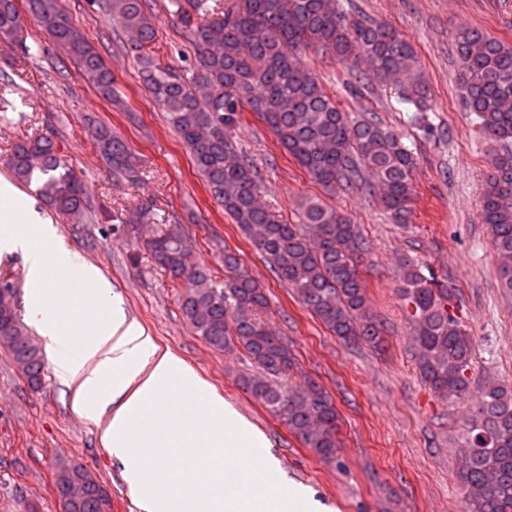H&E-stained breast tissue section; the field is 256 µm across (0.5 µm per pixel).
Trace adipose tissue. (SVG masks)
I'll return each mask as SVG.
<instances>
[{
  "label": "adipose tissue",
  "mask_w": 512,
  "mask_h": 512,
  "mask_svg": "<svg viewBox=\"0 0 512 512\" xmlns=\"http://www.w3.org/2000/svg\"><path fill=\"white\" fill-rule=\"evenodd\" d=\"M15 194L0 179V254H26L44 290L30 313L42 335L79 345L77 358L58 360V376L74 389V411L102 426L130 481L147 488L143 512H308L305 491L285 482L278 462L255 457L263 438L180 358L158 352L109 300L99 268L63 249L45 254L55 230L31 206L15 204ZM59 262L74 270L61 295L53 278ZM258 471L263 481L252 483Z\"/></svg>",
  "instance_id": "adipose-tissue-1"
}]
</instances>
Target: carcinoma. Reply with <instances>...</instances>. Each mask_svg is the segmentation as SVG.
Returning a JSON list of instances; mask_svg holds the SVG:
<instances>
[{
    "mask_svg": "<svg viewBox=\"0 0 512 512\" xmlns=\"http://www.w3.org/2000/svg\"><path fill=\"white\" fill-rule=\"evenodd\" d=\"M146 0H108L106 8L139 60V78L190 148L211 196L262 254L277 278L326 328L344 342L374 347L380 326L369 316L354 260L362 249L358 225L317 197L298 206L299 223L279 222L260 196V176L232 136L239 115L255 113L310 180L327 194L351 185L364 165L378 185L383 208L396 223L411 212L414 152L402 136L372 119L353 121L302 63L301 50L316 46L355 71L351 94L375 81L399 89L400 101L421 112L430 95L418 75L413 45L393 25L348 14L336 0H168V12L188 32L198 64L191 76L162 63L149 50L155 29ZM29 11L53 43L80 68L106 100L116 99L114 78L97 48L57 7L28 0ZM18 0H0V38L23 41ZM459 82L482 133L502 147L479 201L492 234L504 287L512 290V43L474 27L455 35ZM112 171L136 184L140 161L102 125L92 133ZM8 166L58 214L80 223L86 187L47 136L11 149ZM156 263L186 283L181 310L211 347L240 345L261 375L240 377L242 388L308 448L324 459L337 448L338 414L331 395L306 379L296 387L278 381L294 360L264 318L267 297L233 251L224 249V278L191 261L179 225L168 224L146 241ZM404 297L413 308L414 342L421 378L438 397L454 402L471 393L473 342L448 309L453 293L431 268L407 263ZM16 287L0 281V341L33 388L44 362L17 313ZM84 465L61 460L56 487L79 481ZM458 478L465 512H512V383L489 380L467 421Z\"/></svg>",
    "mask_w": 512,
    "mask_h": 512,
    "instance_id": "1",
    "label": "carcinoma"
}]
</instances>
